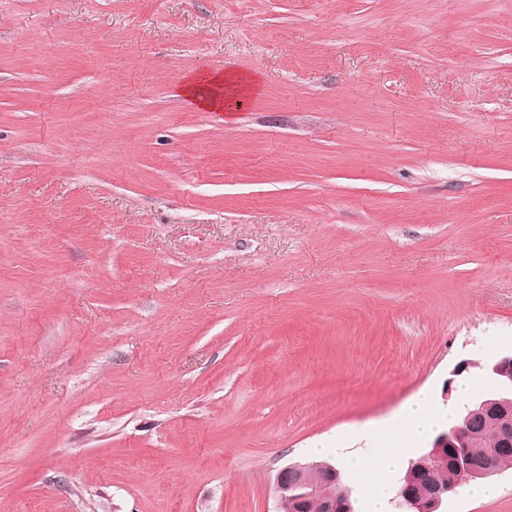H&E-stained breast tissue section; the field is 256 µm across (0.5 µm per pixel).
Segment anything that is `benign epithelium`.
Instances as JSON below:
<instances>
[{
  "label": "benign epithelium",
  "mask_w": 512,
  "mask_h": 512,
  "mask_svg": "<svg viewBox=\"0 0 512 512\" xmlns=\"http://www.w3.org/2000/svg\"><path fill=\"white\" fill-rule=\"evenodd\" d=\"M481 370L491 385L492 395L475 396L466 405L467 414L461 417L460 423L451 431H441L429 443L419 461H411L410 466L425 465L430 461L435 465L445 464L453 459L455 466L466 474L467 479H484L497 474L492 464H475L470 461L464 446L469 434L470 418L474 414L484 413L495 416L499 414L500 398L512 397V351L499 353L482 363ZM278 493V512H307L317 510V496L321 489L313 486L303 465L294 462L283 467L276 476ZM456 493L453 488L432 484L425 495L411 494L403 491L399 494L397 508L401 512H440V508L448 496ZM322 512H352L348 500L333 497L320 502Z\"/></svg>",
  "instance_id": "benign-epithelium-1"
}]
</instances>
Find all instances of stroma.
<instances>
[{
  "label": "stroma",
  "instance_id": "35a3bbf8",
  "mask_svg": "<svg viewBox=\"0 0 512 512\" xmlns=\"http://www.w3.org/2000/svg\"><path fill=\"white\" fill-rule=\"evenodd\" d=\"M510 347L512 0H0V512L362 502ZM251 80L240 73L194 77L186 81L180 94L204 111H221L224 101L228 103L250 89ZM436 404L429 392L420 391L409 402L404 422L411 438L422 440L431 435L437 416ZM304 465L294 462L283 467L276 476L278 493V511L293 512L324 511V512H355V506L351 508L346 499L333 497L320 503L321 507H315L316 498L321 495V488L313 486L304 470ZM312 508V509H311Z\"/></svg>",
  "mask_w": 512,
  "mask_h": 512
}]
</instances>
